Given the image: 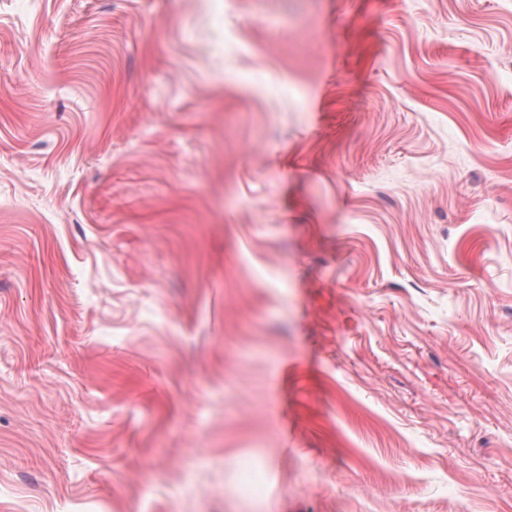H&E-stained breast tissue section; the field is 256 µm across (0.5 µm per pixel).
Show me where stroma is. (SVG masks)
Here are the masks:
<instances>
[{
  "label": "stroma",
  "instance_id": "35a3bbf8",
  "mask_svg": "<svg viewBox=\"0 0 512 512\" xmlns=\"http://www.w3.org/2000/svg\"><path fill=\"white\" fill-rule=\"evenodd\" d=\"M462 504L512 512V0H0V512Z\"/></svg>",
  "mask_w": 512,
  "mask_h": 512
}]
</instances>
